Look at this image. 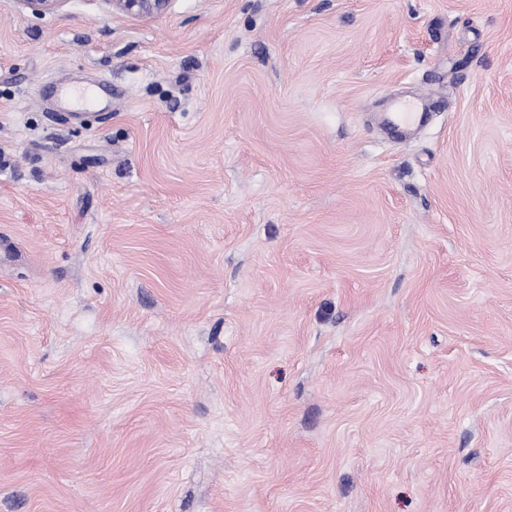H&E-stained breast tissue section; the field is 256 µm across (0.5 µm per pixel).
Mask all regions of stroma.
I'll use <instances>...</instances> for the list:
<instances>
[{"instance_id": "obj_1", "label": "stroma", "mask_w": 512, "mask_h": 512, "mask_svg": "<svg viewBox=\"0 0 512 512\" xmlns=\"http://www.w3.org/2000/svg\"><path fill=\"white\" fill-rule=\"evenodd\" d=\"M0 512H512V0H0ZM109 9L133 18H154L167 14L174 0H104ZM430 104L427 100H393L385 112L387 125L395 131L420 130L428 119Z\"/></svg>"}]
</instances>
